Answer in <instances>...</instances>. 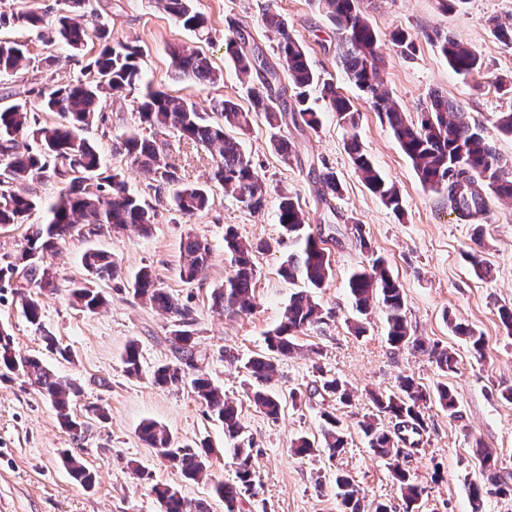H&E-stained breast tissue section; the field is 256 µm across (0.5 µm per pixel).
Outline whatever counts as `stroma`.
Segmentation results:
<instances>
[{"label":"stroma","mask_w":512,"mask_h":512,"mask_svg":"<svg viewBox=\"0 0 512 512\" xmlns=\"http://www.w3.org/2000/svg\"><path fill=\"white\" fill-rule=\"evenodd\" d=\"M274 4L288 28L303 43L311 68L333 82L360 113L359 139L363 149L385 179L396 186L403 200L402 213L388 209L372 194L356 172L346 147L347 133L335 112L316 101L321 125L302 129L291 124L270 128L262 114L251 117L239 134L259 177L268 187L267 203L249 210L211 185L207 210L188 218L156 207L150 234L129 228L98 235L80 234L63 243L52 258L59 293L42 294L41 324L33 326L22 314L20 297L13 288L0 290V327L11 336L20 355H37L60 377L81 386L73 402L85 428L74 436L63 430L55 412L24 377L0 378V512H160L151 492L155 483L180 487L190 498H210L213 512L224 504L211 499V486L231 480L235 464L222 425L208 417L189 386H157L151 370L172 362L168 338L172 322L149 305L135 299L122 281L103 285L108 302L91 313L71 305L62 288L81 277L80 255L88 248L105 250L123 269L151 268L162 287L188 300L195 319L201 367L222 386L227 399L243 406L245 434L253 444L252 468L259 487L257 497L244 512H342L333 479L349 473L361 491V508L371 512L375 502L390 512H404L398 484L384 463L367 448L358 423L374 413L369 392L395 390L399 376L411 375L434 387L440 372L429 354L409 347L394 348L385 338V317L379 308L360 316L350 299L347 279L355 268L381 257L402 288L408 324L413 336L455 352L458 371L449 382L457 393L461 419L432 402L425 408L427 428L408 446L401 466L425 488L422 512H472V484L482 485V512H512V497L495 495L491 474L481 467L477 445L491 448L499 459L501 479L512 478V331L500 312L512 309V200L487 198V211L460 221L446 195L421 185L411 161L401 151L386 123L349 82L336 60V35L315 0H193L208 20L211 42L176 23L157 0H93L109 40L141 46L146 82L191 98L201 108L211 100L230 99L250 108L248 83L227 55L224 30L228 20L246 28L255 46L272 54L277 34L266 28L262 13ZM361 8L379 37L383 58L381 80L390 98L417 118L434 93L460 102L472 124L482 129L496 151L512 161V137L501 133L496 117L512 112V92L500 89V79L512 78V45L496 38L489 18L512 24V0H462L444 12L436 0H363ZM410 33L413 44L392 42L393 32ZM447 31L481 55L480 77L462 80L449 67L430 32ZM24 43L31 62L16 74H0V105L34 104V88L53 87L80 77L100 48L97 34H90L81 53L51 45L34 32L0 29V40ZM175 46L204 53L223 78L200 86L175 68L170 50ZM141 89L125 91L110 99L99 121L84 135L93 143L112 172L121 174L131 190L148 194L151 174L133 165L122 147L130 129L168 144L172 161L187 185L208 183L211 155L195 146L179 144L172 129L141 125L135 106ZM295 148L283 160L270 144L271 136ZM336 174L341 194L335 212H327L319 193L320 172ZM298 200L311 230L332 237L333 275L314 298L323 321L299 336L305 355L277 363L267 387L280 396L282 411L270 419L247 404L254 382L244 364L265 350V338L279 323L297 285L279 274L292 245L277 219L279 191ZM233 230L247 244H264L255 253V296L251 314L229 318L214 309L213 288L230 271L224 259V232ZM208 241L210 265L199 280L183 282L178 275L180 252L187 235ZM481 249L485 272L475 270L467 254ZM363 322L366 331L355 335L353 325ZM462 324L484 340L483 357H475L454 324ZM56 337L66 356L48 352L43 332ZM139 346L143 369L139 377L127 376L121 355L129 342ZM346 380L351 405L315 394L322 377ZM103 408L106 418L87 411ZM340 418L347 445L336 458L294 456L291 441L301 435H319L323 413ZM166 426L182 444L210 443L213 452L209 474L198 481L184 480L176 468L160 460L140 438L142 423ZM78 454L95 474L86 488L63 467L62 449Z\"/></svg>","instance_id":"obj_1"}]
</instances>
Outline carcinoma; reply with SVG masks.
<instances>
[{"label":"carcinoma","mask_w":512,"mask_h":512,"mask_svg":"<svg viewBox=\"0 0 512 512\" xmlns=\"http://www.w3.org/2000/svg\"><path fill=\"white\" fill-rule=\"evenodd\" d=\"M361 0H318L320 12L336 31L337 60L348 79L372 104L386 121L401 150L411 160L421 183L431 191L445 194L452 210L459 216L475 217L486 211V192L512 199V174L506 170L495 147L480 129L469 122L463 108L443 94L436 93L430 103L420 110L418 122L408 120L383 89L380 80L382 57L378 39L360 7ZM87 0H62L64 13L53 26H45V17L33 8L10 13L0 12V28L26 27L39 32L49 42L61 43L74 51L85 45L88 30L95 25L98 14L86 11ZM164 12L184 28L200 38H210L207 20L193 7V0H158ZM262 21L279 32L276 58L269 61L264 53L249 46V34L240 25L230 21L224 34L226 52L235 67L253 80L250 88L255 109L265 114L273 129L286 118L296 126L311 130L319 124V113L309 104L316 91L319 99L336 112L337 121L347 131V148L355 170L365 186L395 213L403 210L402 198L396 187L386 181L364 152L359 141V113L350 99L340 95L333 83L320 78L308 64L303 44L288 30V23L274 8L267 7ZM100 50L88 64L89 78H78L66 84L37 90L41 111L53 112L58 121L42 126L34 111L27 105L15 103L0 106V227L26 225L24 244L14 260L0 263V284L18 288L41 287V282L54 276L48 259L68 238L82 230L96 235L109 229L138 227L147 233L155 218V206L137 192L130 191L120 175L106 168L94 146L82 136L102 111L103 99L119 96L143 80L140 58L142 49L130 43L107 41L106 31ZM432 40L439 46L448 66L467 79L481 73L483 60L471 47L447 32L436 31ZM172 58L176 69L201 84H211L219 76L207 58L194 50L175 49ZM28 61L24 46L0 40V73L22 69ZM288 72V83L281 81L280 70ZM212 112L220 120L211 121L207 113L190 99L172 95L161 89L147 88L136 105L139 122L149 128L170 127L179 139L201 147L212 155L214 164L209 180L224 188V192L252 210L264 205L268 193L258 178L250 157L241 142L228 136L227 127L243 129L248 125V113L230 100H215ZM32 134L36 146L20 144L16 134ZM122 146L132 163L153 175L154 198L166 203L183 216H192L208 208L210 185L182 184L178 167L170 162V153L156 141L132 131ZM54 178L62 184L56 199L43 204L29 195L25 186ZM322 199L326 202L340 194L341 185L330 173L321 176ZM45 207L47 219L43 224L26 223L27 216L39 207ZM278 222L294 238V250L280 268L281 276L291 284L298 282L304 289L291 295L280 323L266 337L267 354L252 357L246 370L258 383L252 390L254 406L269 418L277 417L280 401L263 388L275 371L280 357L299 352L295 342L297 333L322 321L320 306L306 289L323 288L332 275L328 240L322 235L307 233L305 213L288 195L280 198ZM224 252L229 257L232 272L224 283L214 288L213 304L229 316H241L255 308V266L252 249L243 245L232 231L224 235ZM211 257L208 243L196 235H188L183 242L180 277L190 283L206 270ZM85 278L69 281L66 292L71 303L88 312L103 307L107 298L102 291L90 287L92 283L110 282L125 277L128 291L152 307L168 314L174 322L169 342L176 363L162 364L153 372V382L159 386L189 385L205 407L206 414L224 426V435L233 441L235 479L213 485L212 496L224 502L225 512H241L242 501L256 494L251 470L252 444L244 435L238 407L224 399V392L199 367L200 355L193 329L192 309L167 289L146 267L123 275L122 267L108 252L89 248L81 256ZM347 287L360 313H365L376 302L381 305L387 324V341L395 347L411 346L427 351L434 359L443 380L435 386V397L451 418L461 417L454 391L448 386V376L457 371L455 354L438 349L410 335L405 314L403 292L386 266L383 258L372 260L370 268L352 272ZM22 313L32 325H40L41 300L39 296H22ZM455 332L466 338L476 355H483L482 337L460 324ZM10 334L0 333V368L21 375L37 387L56 411L62 428L76 436L80 425L72 411L73 398L80 393L74 382L61 379L43 361L35 356H21L12 347ZM121 360L129 377L140 374V355L136 342L127 344ZM322 391L336 395L347 404L350 392L337 378L325 379ZM430 393L414 377H399L397 390L375 395L372 403L378 413L395 421L387 430L371 415L360 422V430L371 454L384 461L392 477L399 483L405 512H420L424 493L418 483L401 467L399 458L406 441L403 432L419 435L426 430L422 405ZM323 440L316 442L305 436L292 442L295 454L312 456L326 454L334 458L344 448L342 424L332 413L323 415ZM142 441L152 448L157 457L166 460L187 481H196L210 468L212 449L209 445H181L163 426L153 421L140 428ZM61 461L69 474L86 487L94 486V476L76 455L64 450ZM336 496L348 512H361L360 492L354 480L344 472H336ZM161 506V512H210L206 499H189L175 486L155 484L151 487Z\"/></svg>","instance_id":"obj_1"}]
</instances>
